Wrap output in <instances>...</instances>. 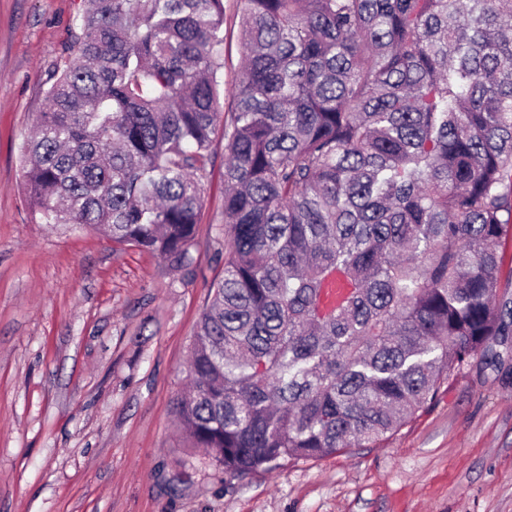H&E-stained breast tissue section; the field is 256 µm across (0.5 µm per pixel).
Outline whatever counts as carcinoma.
Wrapping results in <instances>:
<instances>
[{
    "label": "carcinoma",
    "mask_w": 512,
    "mask_h": 512,
    "mask_svg": "<svg viewBox=\"0 0 512 512\" xmlns=\"http://www.w3.org/2000/svg\"><path fill=\"white\" fill-rule=\"evenodd\" d=\"M83 0L24 146L38 222L190 261L212 135L224 268L176 416L243 476L377 447L473 365L512 378V0ZM241 4L239 0H224V52L219 72L221 83L224 84V115L232 100L235 85L240 77L243 48L240 41Z\"/></svg>",
    "instance_id": "carcinoma-1"
}]
</instances>
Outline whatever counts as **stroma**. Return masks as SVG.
<instances>
[{
  "label": "stroma",
  "mask_w": 512,
  "mask_h": 512,
  "mask_svg": "<svg viewBox=\"0 0 512 512\" xmlns=\"http://www.w3.org/2000/svg\"><path fill=\"white\" fill-rule=\"evenodd\" d=\"M81 0H0V512H512V384L465 369L380 448L233 478L175 416L224 264V139L192 263L35 223L23 146L80 33ZM241 4L224 0L225 97Z\"/></svg>",
  "instance_id": "1"
}]
</instances>
